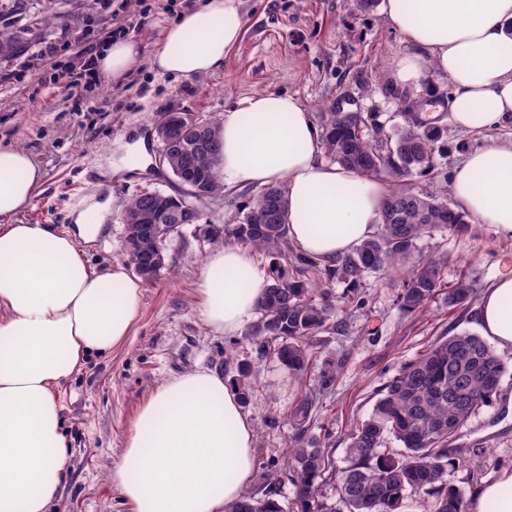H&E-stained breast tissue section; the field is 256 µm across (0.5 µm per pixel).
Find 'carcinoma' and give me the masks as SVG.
I'll use <instances>...</instances> for the list:
<instances>
[{"label":"carcinoma","instance_id":"cac0c4a2","mask_svg":"<svg viewBox=\"0 0 512 512\" xmlns=\"http://www.w3.org/2000/svg\"><path fill=\"white\" fill-rule=\"evenodd\" d=\"M405 123L392 136H370L365 129L374 118L361 112H328L321 116L327 156L363 176L386 179L393 187L381 205L380 232L352 252L324 268L327 280L349 288L346 304L365 303L361 288L370 273L386 272L411 264L398 295L405 314L421 311L437 296L448 309L464 311L478 295V283L468 275L445 281L444 259L421 257L412 261L418 242L439 228L468 230L467 214L434 192L408 186L413 176H428L445 157L441 126L420 112L404 113ZM208 141L196 154L169 157L168 166L182 170L195 184L201 201L224 190L219 170L218 128L207 124ZM163 204L180 215L178 224L201 221L195 211L182 212V201L160 190H147L127 204L126 211L152 209ZM288 195L284 187L263 188L243 208L234 224L217 228L229 243H239L272 258L270 284L257 320L247 338L259 346H273L275 360L295 374H305L312 361V342L331 324L337 311L329 288H315L279 262L288 245ZM174 232L164 224H129L125 227V262L146 282H152L169 264L168 245ZM505 365L488 343L472 333L441 336L419 356L401 364L378 392L368 419L349 434L344 465L336 467L322 448L320 438L309 433L313 398L305 395L289 409L295 429L283 477L292 485V497L282 501L276 489L256 496L245 494L224 512H404L412 495L432 497L426 512H465L460 490L448 484L451 457L448 446L482 407L499 392ZM256 372L249 362L237 366L233 383L242 404L250 400ZM399 447H391L392 442ZM335 489L329 497L326 487Z\"/></svg>","mask_w":512,"mask_h":512}]
</instances>
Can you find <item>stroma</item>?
Returning a JSON list of instances; mask_svg holds the SVG:
<instances>
[{
  "label": "stroma",
  "instance_id": "1",
  "mask_svg": "<svg viewBox=\"0 0 512 512\" xmlns=\"http://www.w3.org/2000/svg\"><path fill=\"white\" fill-rule=\"evenodd\" d=\"M238 3L245 32L225 57L223 70L190 83L158 76L144 64L118 80L100 72L73 99L55 77L76 63L80 44L119 27L123 38L152 52L168 24L201 7L202 0H70V20L52 24L44 20V0H0V23L22 32L21 45L0 56V145L24 148L44 172L22 223L61 228L70 224L74 207L108 203L99 237L83 250L99 269L121 259L120 216L128 200L152 189L182 193L159 160L155 128L170 112L217 123L225 108L242 98L273 91L295 96L317 116L338 105L371 114L387 135L402 125L404 93L394 73L413 47L381 8L364 12L354 0ZM40 42L56 46V57L33 58L31 48ZM429 79L448 157L435 178L416 177L412 183L437 192L448 189L454 166L467 152L491 145L501 132L457 130L449 116L447 79L434 73ZM254 194V188L240 187L199 201L201 226H184L172 237L169 254L175 264L144 284V312L131 335L111 354L89 356L60 389L71 454L53 512H129L110 473L139 405L167 378L210 369L231 379L238 361L259 364L245 407L256 437L249 491L259 494L269 485V473L288 456L294 434L288 410L301 395L315 394L310 432L321 437L335 463H342L352 428L370 416L377 390L403 362L438 337L477 332L474 310L455 314L439 297L421 312L403 315L396 304L403 273L396 270L366 277L364 307H339L336 316L344 328L318 335L308 374L289 373L243 337L215 333L196 307L199 265L224 244L223 236L209 234L208 228L234 223ZM442 252L448 255L447 281L467 273L485 289L512 259V241L474 224L463 234L435 230L419 243L420 255ZM500 359L506 371L499 393L452 442L454 464L447 479L467 498L498 466L512 463V353Z\"/></svg>",
  "mask_w": 512,
  "mask_h": 512
}]
</instances>
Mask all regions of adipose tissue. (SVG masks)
Masks as SVG:
<instances>
[{
    "label": "adipose tissue",
    "instance_id": "1",
    "mask_svg": "<svg viewBox=\"0 0 512 512\" xmlns=\"http://www.w3.org/2000/svg\"><path fill=\"white\" fill-rule=\"evenodd\" d=\"M383 11L415 48L397 63L404 91L423 96L433 71L451 87L457 129L512 125V0H384ZM243 27L236 0H204L164 30L151 55L117 40L98 67L119 78L144 57L157 74L190 82L223 69ZM219 138L225 187L285 186L288 237L305 255L333 259L374 235L384 185L325 162L323 131L296 97L241 99L225 111ZM42 180L27 150L0 146V512H51L70 456L55 390L90 355L123 343L144 308L125 262L98 270L81 249L99 236L106 204L60 231L18 222ZM450 190L476 223L512 240V139L467 154ZM268 285L251 247L224 245L199 268L197 310L215 332L239 335ZM476 321L493 350L512 352V268L481 294ZM254 472L255 432L237 390L203 369L166 379L143 401L111 480L131 512H222ZM466 512H512V464L478 485Z\"/></svg>",
    "mask_w": 512,
    "mask_h": 512
}]
</instances>
